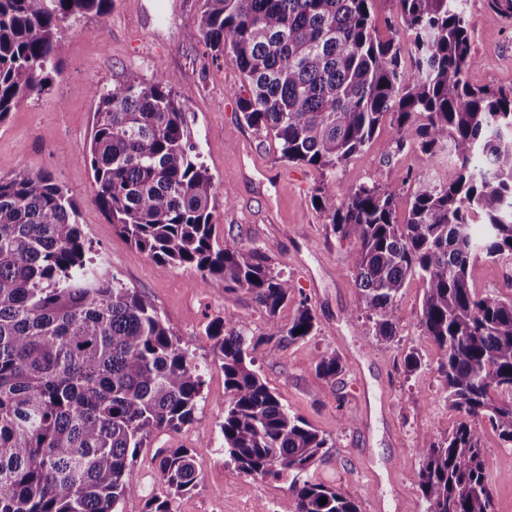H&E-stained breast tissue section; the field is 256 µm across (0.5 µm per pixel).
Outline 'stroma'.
<instances>
[{"label":"stroma","instance_id":"obj_1","mask_svg":"<svg viewBox=\"0 0 512 512\" xmlns=\"http://www.w3.org/2000/svg\"><path fill=\"white\" fill-rule=\"evenodd\" d=\"M202 0H112L109 22L99 27L85 16L69 18L59 34L60 70L40 96L16 106L0 121V176L25 165L52 172L78 204L87 247L126 287L137 290L193 354L203 374L202 398L192 424L153 435L140 452L134 477L139 494L126 497L121 512H145L147 494L164 493L152 456L159 448L198 452L197 486L175 498L173 512H295L288 484L273 478L247 479L225 454L220 425L231 395L224 371L205 333L208 323L233 314L249 342L269 333L267 316L243 293L204 287L190 267L160 271L113 227L96 202L97 186L85 154L99 95L135 70L146 79L165 75L185 108L203 160L213 176L211 222L220 241L238 242L266 254L275 270L293 284L278 312L288 325L301 305L311 306L314 335L267 357L253 353L263 381L292 413L322 433L329 447L313 476L354 499L361 512H424L412 480L422 462L417 439H441L458 424L439 372L442 352L420 328L424 283L408 279L397 305L395 334L387 341L360 335L350 312L359 288L346 257L351 245L339 239L312 204L323 173L281 159L273 137L244 120L237 98L243 74L230 56L213 57L203 40L184 38L199 23ZM489 0H465L471 50L477 60L469 81L477 86L512 87V22L487 20ZM382 124L373 141L336 170V190L346 194L376 183L395 198L406 218L417 189L419 143ZM448 176V161L425 169ZM343 365L336 380L316 373L326 353ZM416 353L420 367L408 371L404 359ZM486 470L495 512H512V448L492 429L483 431Z\"/></svg>","mask_w":512,"mask_h":512}]
</instances>
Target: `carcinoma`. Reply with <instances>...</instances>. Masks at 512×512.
<instances>
[{
	"mask_svg": "<svg viewBox=\"0 0 512 512\" xmlns=\"http://www.w3.org/2000/svg\"><path fill=\"white\" fill-rule=\"evenodd\" d=\"M372 2L203 0L185 37L231 57L249 87L238 97L243 118L278 140L282 159L329 173L312 203L353 245L360 334L394 336L401 289L423 280L420 326L443 351L448 403L462 420L444 439L420 438L413 481L425 512H495L481 423L512 446V300L476 293L471 267L512 256V88L469 82L477 61L464 0H397L409 69L399 42L376 35ZM110 3L0 0V122L45 90L61 23L91 14L104 28ZM501 19H512V0H490L487 20ZM387 121L417 136L425 164L443 154L450 164L446 181L416 177L402 223L376 183L336 193V167ZM86 151L97 202L136 248L163 271L191 266L205 286L248 295L268 317L271 333L251 346L231 315L206 329L231 394L224 452L247 478L288 481L296 512H360L311 478L328 440L253 369L250 347L273 356L312 335L315 316L303 304L281 326L291 281L259 250L219 241L213 177L169 80L131 70L100 94ZM341 371L334 353L316 365L326 379ZM202 387L149 300L87 257L78 204L53 174L20 165L0 176V512H119L139 490L140 448L191 424ZM195 455L156 450L170 493L198 483Z\"/></svg>",
	"mask_w": 512,
	"mask_h": 512,
	"instance_id": "cac0c4a2",
	"label": "carcinoma"
}]
</instances>
